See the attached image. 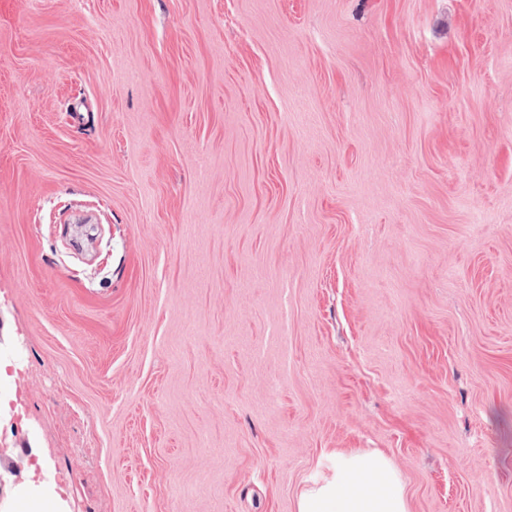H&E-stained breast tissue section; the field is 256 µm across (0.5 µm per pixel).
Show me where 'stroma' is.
Returning a JSON list of instances; mask_svg holds the SVG:
<instances>
[{
	"instance_id": "stroma-1",
	"label": "stroma",
	"mask_w": 512,
	"mask_h": 512,
	"mask_svg": "<svg viewBox=\"0 0 512 512\" xmlns=\"http://www.w3.org/2000/svg\"><path fill=\"white\" fill-rule=\"evenodd\" d=\"M0 366V506L512 512V0H0ZM296 512H410L405 484L380 451L336 452L335 473L303 489ZM12 509L9 512H61L63 502L59 496L48 487L23 485L8 503Z\"/></svg>"
}]
</instances>
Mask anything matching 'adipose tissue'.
Segmentation results:
<instances>
[{"label":"adipose tissue","mask_w":512,"mask_h":512,"mask_svg":"<svg viewBox=\"0 0 512 512\" xmlns=\"http://www.w3.org/2000/svg\"><path fill=\"white\" fill-rule=\"evenodd\" d=\"M296 512H410L405 484L379 451L337 452L335 473L303 489Z\"/></svg>","instance_id":"1"}]
</instances>
